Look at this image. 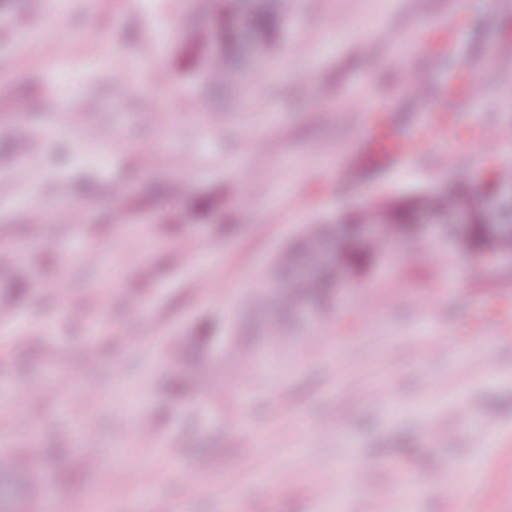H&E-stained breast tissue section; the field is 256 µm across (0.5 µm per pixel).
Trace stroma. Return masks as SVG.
Returning a JSON list of instances; mask_svg holds the SVG:
<instances>
[{
  "instance_id": "35a3bbf8",
  "label": "stroma",
  "mask_w": 512,
  "mask_h": 512,
  "mask_svg": "<svg viewBox=\"0 0 512 512\" xmlns=\"http://www.w3.org/2000/svg\"><path fill=\"white\" fill-rule=\"evenodd\" d=\"M460 2L290 0L265 77L226 90L197 0H58L51 29L42 0H0V447L42 461L25 512H322L351 474L341 512H458L465 492L512 512V276L438 227L392 240L224 397L271 320L240 296L302 225L512 167V11ZM378 115L418 157L356 167ZM204 323L211 388L167 393Z\"/></svg>"
}]
</instances>
